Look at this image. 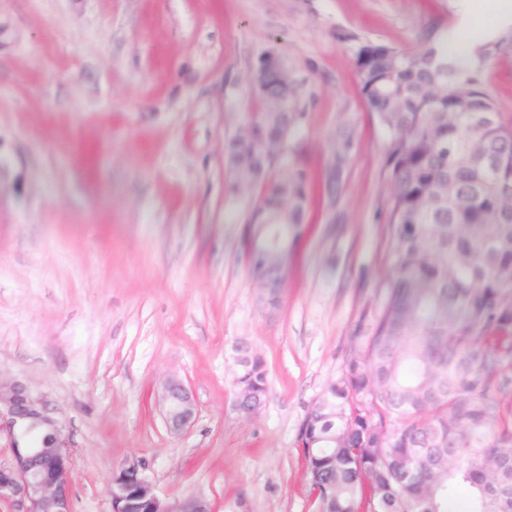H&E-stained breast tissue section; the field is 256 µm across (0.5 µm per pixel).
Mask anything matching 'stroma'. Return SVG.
Wrapping results in <instances>:
<instances>
[{
    "instance_id": "35a3bbf8",
    "label": "stroma",
    "mask_w": 512,
    "mask_h": 512,
    "mask_svg": "<svg viewBox=\"0 0 512 512\" xmlns=\"http://www.w3.org/2000/svg\"><path fill=\"white\" fill-rule=\"evenodd\" d=\"M492 0H0V374L45 394L74 449L73 512H111L113 471L136 456L160 494L215 512H312L296 437L335 379L394 254L385 136L354 50L413 49L456 32L483 44L484 88L512 116V19ZM281 56L304 118L312 180L353 130L335 206L311 210L269 305L242 239L224 143L256 111L250 71ZM266 364L258 416L236 406L237 348ZM198 413L179 435L161 383ZM162 414L167 429L179 434L196 419V399L192 389L176 376L167 378L161 391Z\"/></svg>"
}]
</instances>
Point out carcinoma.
<instances>
[{
	"label": "carcinoma",
	"mask_w": 512,
	"mask_h": 512,
	"mask_svg": "<svg viewBox=\"0 0 512 512\" xmlns=\"http://www.w3.org/2000/svg\"><path fill=\"white\" fill-rule=\"evenodd\" d=\"M368 112L383 128L394 264L379 312L362 311L342 369L296 439L317 512H512V120L483 87L486 50L448 53L365 42L355 52ZM249 82L259 102L225 145L237 193L262 189L245 230L251 273L275 268L298 238L311 179L291 139L302 113L293 79ZM352 147L328 141V203ZM443 457L434 498L392 478L408 444Z\"/></svg>",
	"instance_id": "cac0c4a2"
}]
</instances>
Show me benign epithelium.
Masks as SVG:
<instances>
[{
    "instance_id": "1",
    "label": "benign epithelium",
    "mask_w": 512,
    "mask_h": 512,
    "mask_svg": "<svg viewBox=\"0 0 512 512\" xmlns=\"http://www.w3.org/2000/svg\"><path fill=\"white\" fill-rule=\"evenodd\" d=\"M237 405L248 416L265 407L269 386L255 382L244 370L235 378ZM163 420L179 434L196 419L192 389L176 376L161 391ZM10 441L9 455L0 458V501L10 512H72L74 451L65 424L56 418L44 396L20 379L0 378V434ZM111 512H213L204 498L169 500L158 494L138 457L128 458L112 473L108 493Z\"/></svg>"
}]
</instances>
